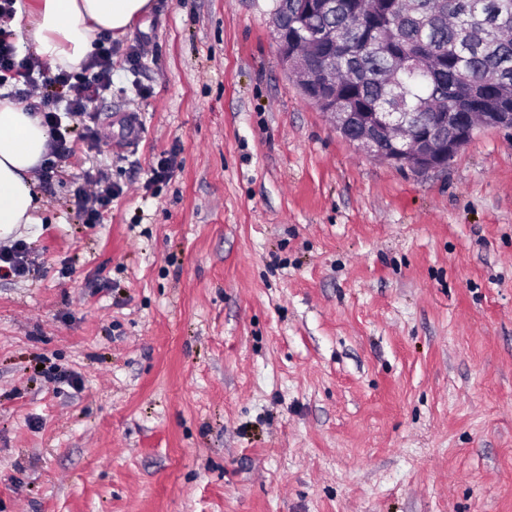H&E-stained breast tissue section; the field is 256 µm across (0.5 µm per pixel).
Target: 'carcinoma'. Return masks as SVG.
<instances>
[{
  "label": "carcinoma",
  "mask_w": 512,
  "mask_h": 512,
  "mask_svg": "<svg viewBox=\"0 0 512 512\" xmlns=\"http://www.w3.org/2000/svg\"><path fill=\"white\" fill-rule=\"evenodd\" d=\"M307 26L324 41L297 42L312 63L327 56L336 85L314 91L342 112L420 113L442 105L446 112L512 113V0H330Z\"/></svg>",
  "instance_id": "obj_1"
}]
</instances>
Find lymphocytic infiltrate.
<instances>
[{
	"label": "lymphocytic infiltrate",
	"instance_id": "f902f5d3",
	"mask_svg": "<svg viewBox=\"0 0 512 512\" xmlns=\"http://www.w3.org/2000/svg\"><path fill=\"white\" fill-rule=\"evenodd\" d=\"M17 0H0V88H10L13 97L33 101L44 124L52 133L50 153L40 168L43 178H51L59 159L75 151L73 142L62 127L63 117H86V104L97 99L112 86V49L103 45L93 59L80 70H59L45 74L34 57H18L14 32L9 24ZM122 192L107 173L97 171L74 190L76 206L84 223L98 224L112 200Z\"/></svg>",
	"mask_w": 512,
	"mask_h": 512
}]
</instances>
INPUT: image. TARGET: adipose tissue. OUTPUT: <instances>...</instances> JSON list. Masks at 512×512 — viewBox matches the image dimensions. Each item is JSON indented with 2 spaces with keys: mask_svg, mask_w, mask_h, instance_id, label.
Listing matches in <instances>:
<instances>
[{
  "mask_svg": "<svg viewBox=\"0 0 512 512\" xmlns=\"http://www.w3.org/2000/svg\"><path fill=\"white\" fill-rule=\"evenodd\" d=\"M151 0H36L21 33L51 68L71 69L91 58L100 33H127ZM42 119L11 98H0V240L35 223L39 203L30 186L48 153Z\"/></svg>",
  "mask_w": 512,
  "mask_h": 512,
  "instance_id": "obj_1",
  "label": "adipose tissue"
}]
</instances>
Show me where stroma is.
<instances>
[{"label":"stroma","instance_id":"obj_1","mask_svg":"<svg viewBox=\"0 0 512 512\" xmlns=\"http://www.w3.org/2000/svg\"><path fill=\"white\" fill-rule=\"evenodd\" d=\"M152 2L0 279V512H512V133L368 157L272 0ZM123 193V188L112 183L107 173L98 170L74 190L76 206L84 223L99 224L112 199ZM29 247L24 240H16L9 248L0 250V271L5 276L21 277L27 271Z\"/></svg>","mask_w":512,"mask_h":512}]
</instances>
